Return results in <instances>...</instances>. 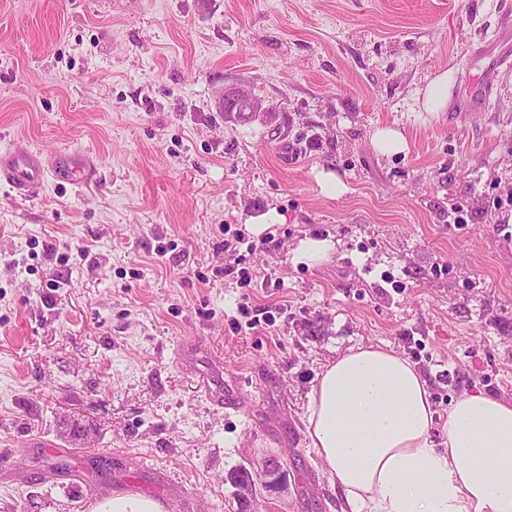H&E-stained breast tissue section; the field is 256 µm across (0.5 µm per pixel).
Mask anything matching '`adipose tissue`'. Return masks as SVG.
<instances>
[{"label":"adipose tissue","instance_id":"ef3b65f1","mask_svg":"<svg viewBox=\"0 0 512 512\" xmlns=\"http://www.w3.org/2000/svg\"><path fill=\"white\" fill-rule=\"evenodd\" d=\"M434 416L421 372L370 345L317 374L306 429L350 512H512V401L464 392L442 448Z\"/></svg>","mask_w":512,"mask_h":512}]
</instances>
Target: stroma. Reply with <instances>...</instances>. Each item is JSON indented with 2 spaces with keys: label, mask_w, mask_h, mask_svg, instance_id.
Wrapping results in <instances>:
<instances>
[{
  "label": "stroma",
  "mask_w": 512,
  "mask_h": 512,
  "mask_svg": "<svg viewBox=\"0 0 512 512\" xmlns=\"http://www.w3.org/2000/svg\"><path fill=\"white\" fill-rule=\"evenodd\" d=\"M511 9L0 0V149L99 159L94 184L50 171L25 197L0 182V512H88L40 446H69L75 421L96 429L82 457L145 460L195 492L194 512H240L227 473L271 454L288 488L252 512H345L305 415L317 373L359 346L416 365L435 441L465 390L512 399ZM443 73L452 100L491 84L469 111H426ZM240 86L271 117L225 119ZM383 127L406 153L375 148ZM238 234L257 250H225ZM307 238L331 240L326 260L295 261ZM244 303L266 321L248 328ZM183 336L253 409L200 396L175 364Z\"/></svg>",
  "instance_id": "stroma-1"
}]
</instances>
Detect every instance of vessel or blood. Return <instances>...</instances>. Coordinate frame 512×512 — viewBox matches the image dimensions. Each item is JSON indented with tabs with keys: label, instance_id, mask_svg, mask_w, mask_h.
<instances>
[{
	"label": "vessel or blood",
	"instance_id": "vessel-or-blood-1",
	"mask_svg": "<svg viewBox=\"0 0 512 512\" xmlns=\"http://www.w3.org/2000/svg\"><path fill=\"white\" fill-rule=\"evenodd\" d=\"M57 169L75 179L90 184L96 181L98 164L90 155L74 151L57 160ZM46 166L40 153L13 150L0 151V180L9 183L19 194L31 195L44 182ZM177 364L190 378L197 391L214 406H244L249 404L247 395L239 392L224 379V362L221 357L203 349L193 336L182 339L177 350ZM152 492L164 496L170 503L171 512H193L187 491L171 482L164 471H156Z\"/></svg>",
	"mask_w": 512,
	"mask_h": 512
}]
</instances>
